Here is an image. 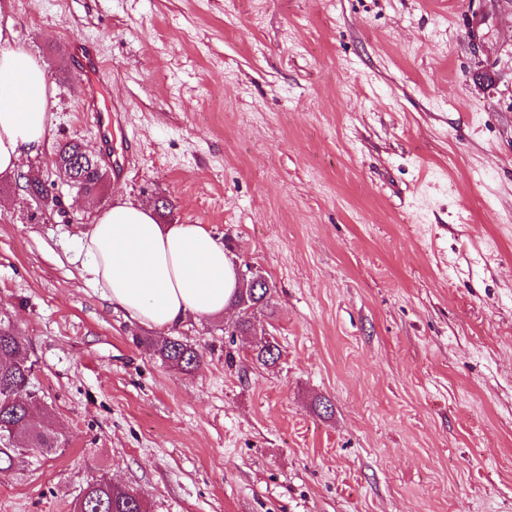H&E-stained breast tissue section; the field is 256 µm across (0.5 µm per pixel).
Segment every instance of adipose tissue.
<instances>
[{"label": "adipose tissue", "mask_w": 512, "mask_h": 512, "mask_svg": "<svg viewBox=\"0 0 512 512\" xmlns=\"http://www.w3.org/2000/svg\"><path fill=\"white\" fill-rule=\"evenodd\" d=\"M0 0V174L20 170L49 139L48 82L29 53L9 47ZM93 280L130 321L165 332L230 309L239 286L224 244L202 224L160 223L149 205L118 200L82 234Z\"/></svg>", "instance_id": "adipose-tissue-1"}]
</instances>
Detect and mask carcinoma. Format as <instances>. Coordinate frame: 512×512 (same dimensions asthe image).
<instances>
[{
  "instance_id": "obj_1",
  "label": "carcinoma",
  "mask_w": 512,
  "mask_h": 512,
  "mask_svg": "<svg viewBox=\"0 0 512 512\" xmlns=\"http://www.w3.org/2000/svg\"><path fill=\"white\" fill-rule=\"evenodd\" d=\"M79 152L86 154L88 150L77 140L60 144L56 153L59 164L55 169L75 181L76 189L86 197L93 198L104 188L106 172L98 170L93 155L82 172L74 173L68 162ZM144 341L149 343L151 339L146 337ZM153 346L161 361L186 373L200 362L198 349L174 337L155 342ZM254 355L263 365L273 364L279 358L280 350L267 339L254 346ZM34 366L35 361L30 358L21 337L0 319V431L10 438L8 442H0V474L12 470L15 459L27 447L34 451L60 447L51 416L45 415L40 420L33 416L29 377ZM75 509L76 512H146L145 503L136 492L112 483L106 475L87 485Z\"/></svg>"
}]
</instances>
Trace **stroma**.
<instances>
[{"label": "stroma", "mask_w": 512, "mask_h": 512, "mask_svg": "<svg viewBox=\"0 0 512 512\" xmlns=\"http://www.w3.org/2000/svg\"><path fill=\"white\" fill-rule=\"evenodd\" d=\"M49 85L0 174V319L61 448L0 475V512H74L101 474L149 512H512V0H12ZM112 65L123 180L86 199L57 145L102 146L73 43ZM203 224L271 309L188 318L163 364L87 271L117 198ZM275 364L253 357L260 338ZM331 412H324L322 402ZM146 342L154 346L156 355L163 363L175 365L186 373L194 370L200 362L201 354L198 349L174 337L160 342H153L147 337Z\"/></svg>", "instance_id": "stroma-1"}]
</instances>
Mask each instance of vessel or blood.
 Returning <instances> with one entry per match:
<instances>
[{
	"label": "vessel or blood",
	"mask_w": 512,
	"mask_h": 512,
	"mask_svg": "<svg viewBox=\"0 0 512 512\" xmlns=\"http://www.w3.org/2000/svg\"><path fill=\"white\" fill-rule=\"evenodd\" d=\"M76 50L80 70L94 76L93 81L86 90L83 110L92 116L98 128L101 142L105 144L111 143L112 126L124 119L127 106L122 103L114 106L113 109L101 110L98 97L101 81L105 78H111L112 73L102 60L96 43L87 40L77 41Z\"/></svg>",
	"instance_id": "obj_1"
}]
</instances>
